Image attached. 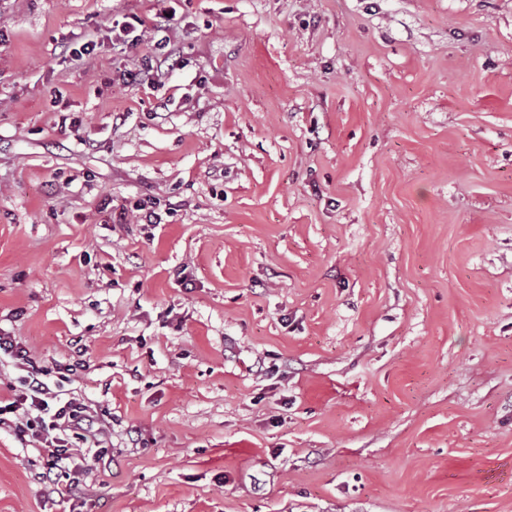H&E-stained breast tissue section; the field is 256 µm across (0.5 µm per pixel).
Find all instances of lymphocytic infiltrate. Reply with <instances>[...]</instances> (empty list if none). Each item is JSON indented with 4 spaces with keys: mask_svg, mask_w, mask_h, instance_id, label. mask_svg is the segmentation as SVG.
Returning <instances> with one entry per match:
<instances>
[{
    "mask_svg": "<svg viewBox=\"0 0 512 512\" xmlns=\"http://www.w3.org/2000/svg\"><path fill=\"white\" fill-rule=\"evenodd\" d=\"M2 358L10 359L22 377L11 402L0 405V425L7 414L24 410L26 417L14 422L13 432L24 446L46 452L39 480L50 484L61 474L68 477L71 488H78L106 454L102 448L89 453L71 443L72 438H84L91 431L95 416L79 399L63 398L61 366L41 364L11 336H0Z\"/></svg>",
    "mask_w": 512,
    "mask_h": 512,
    "instance_id": "lymphocytic-infiltrate-1",
    "label": "lymphocytic infiltrate"
}]
</instances>
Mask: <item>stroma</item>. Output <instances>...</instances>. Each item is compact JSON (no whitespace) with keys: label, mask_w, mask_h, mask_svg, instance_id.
<instances>
[{"label":"stroma","mask_w":512,"mask_h":512,"mask_svg":"<svg viewBox=\"0 0 512 512\" xmlns=\"http://www.w3.org/2000/svg\"><path fill=\"white\" fill-rule=\"evenodd\" d=\"M160 8L0 0V332L109 450L0 512H512V0H177L156 87ZM167 14H170V17H167ZM175 13L168 12H156L154 15H144V16H135L133 21L135 24H131L132 30L129 31L128 28H120V32L118 33V38H128L130 34L139 32V34H135L131 39V44L134 46L141 45L144 41V36L147 33H151L155 31L159 27L166 26V23H170L173 20Z\"/></svg>","instance_id":"35a3bbf8"}]
</instances>
